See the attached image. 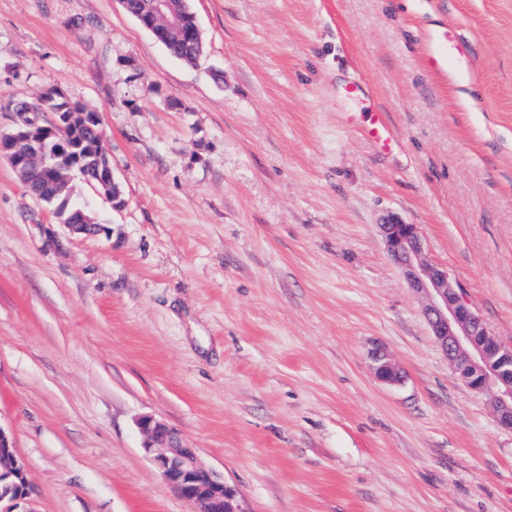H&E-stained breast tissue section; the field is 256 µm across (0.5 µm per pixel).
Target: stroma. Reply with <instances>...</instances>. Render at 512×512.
<instances>
[{
	"label": "stroma",
	"instance_id": "obj_1",
	"mask_svg": "<svg viewBox=\"0 0 512 512\" xmlns=\"http://www.w3.org/2000/svg\"><path fill=\"white\" fill-rule=\"evenodd\" d=\"M173 57L121 0H0L8 107L97 113L125 204L72 234L0 158V429L28 512H193L136 425L250 512H512V432L437 347L379 226L416 225L512 347V0H191ZM455 27L470 81L433 70ZM364 77L402 147L348 126ZM383 344L401 383L379 381ZM142 448L162 479L194 506V512H250L223 474L205 465L180 433L151 415L137 422Z\"/></svg>",
	"mask_w": 512,
	"mask_h": 512
}]
</instances>
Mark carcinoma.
I'll return each instance as SVG.
<instances>
[{"label":"carcinoma","mask_w":512,"mask_h":512,"mask_svg":"<svg viewBox=\"0 0 512 512\" xmlns=\"http://www.w3.org/2000/svg\"><path fill=\"white\" fill-rule=\"evenodd\" d=\"M168 50L178 59L188 63L198 62L196 50L193 45L186 43H174L167 45ZM80 108L72 107L68 103L57 98L54 91L46 92L35 103H20L13 108V112H28L30 117L46 128H52L56 120L60 119L62 112H78ZM52 112L55 120L44 121L41 114ZM99 125V117L95 112L84 113L81 125L64 132L58 133L46 142L47 154L55 155L53 161L68 165H74V170L83 177H94L99 165L108 163L106 155L101 152V141L96 133ZM23 184L39 199L46 202H66L71 195V180L45 181L33 176H27Z\"/></svg>","instance_id":"obj_1"}]
</instances>
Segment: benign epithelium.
<instances>
[{"label":"benign epithelium","mask_w":512,"mask_h":512,"mask_svg":"<svg viewBox=\"0 0 512 512\" xmlns=\"http://www.w3.org/2000/svg\"><path fill=\"white\" fill-rule=\"evenodd\" d=\"M133 16L151 32L162 29L168 38L190 41L195 29L170 11V0H146V8ZM32 149L17 165L35 163L46 169L42 143L46 136L34 129L25 132ZM389 255L401 269L409 288L424 300V315L432 336L458 378L472 391L491 396L500 427L512 431V348L489 331L477 312L452 283L448 270L424 256L418 228L396 218L380 225ZM376 377L397 383L401 373L381 345L370 352ZM142 448L162 479L194 506V512H249L238 491L224 475L205 465L196 449L180 433L151 415L137 422ZM29 495L23 464L0 429V512H19Z\"/></svg>","instance_id":"7a95c632"}]
</instances>
